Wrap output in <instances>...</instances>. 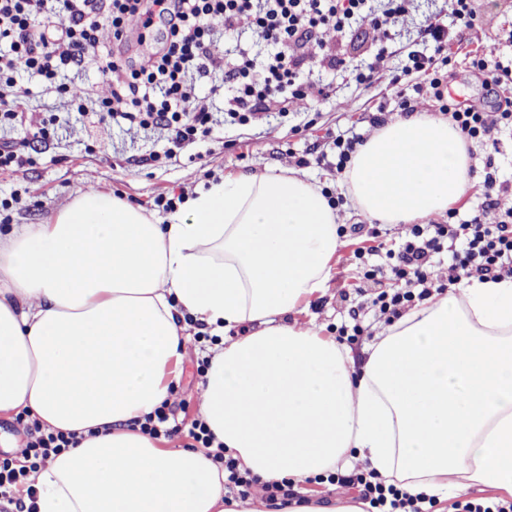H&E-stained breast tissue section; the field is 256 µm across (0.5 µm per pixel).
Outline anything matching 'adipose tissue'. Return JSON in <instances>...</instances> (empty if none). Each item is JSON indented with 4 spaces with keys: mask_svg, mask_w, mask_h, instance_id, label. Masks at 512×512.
<instances>
[{
    "mask_svg": "<svg viewBox=\"0 0 512 512\" xmlns=\"http://www.w3.org/2000/svg\"><path fill=\"white\" fill-rule=\"evenodd\" d=\"M351 202L382 224L463 203L469 156L447 122L385 124L356 152ZM341 218L290 169L227 176L160 219L96 191L0 236V413L79 444L36 476L38 512H269L224 498L204 452L173 454L139 422L169 395L195 323L221 336L200 413L263 483L367 461L379 481L447 499L512 495V277L432 294L348 347L292 322L324 293Z\"/></svg>",
    "mask_w": 512,
    "mask_h": 512,
    "instance_id": "obj_1",
    "label": "adipose tissue"
}]
</instances>
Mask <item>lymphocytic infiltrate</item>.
Returning <instances> with one entry per match:
<instances>
[{
    "label": "lymphocytic infiltrate",
    "instance_id": "obj_1",
    "mask_svg": "<svg viewBox=\"0 0 512 512\" xmlns=\"http://www.w3.org/2000/svg\"><path fill=\"white\" fill-rule=\"evenodd\" d=\"M416 0H0V172L34 166L5 134L27 128L33 140L48 144L58 139L68 122L56 112L28 109L30 90L23 75L41 78L46 91L56 93L70 111L94 114L101 135H109L114 119L155 135L161 150L149 161L180 159L186 150L204 142L215 123L209 98L221 90L213 83L219 36L248 35L250 50L229 51L224 72L233 95L224 111L229 126L249 127L262 113L287 116L308 96L305 69L318 66L347 72L360 84L372 83L379 73L393 36H406L407 61L391 77L392 85L422 81L429 85L440 113L448 116L459 136L467 141L491 140L495 130L512 127V63L483 54L470 58V67L485 85L497 90L498 113L462 106L445 94L448 75L440 63L458 28L474 25L472 0H453L450 15H430L410 28ZM168 26L162 48L137 65H126L105 54L100 32L110 28L115 43L126 41L134 22L150 33L155 19ZM382 35L375 53L350 61L336 46L352 29ZM96 65L111 87L109 96L97 97L78 77ZM224 82V83H225ZM207 96H198L201 85ZM487 208L497 210L495 223L473 217L456 223L448 209L446 221L411 225L398 247L387 249L394 292H380L373 303L381 313L400 317L416 297H428L437 279L432 254L449 249V283L464 277L495 280L512 275V206L502 207L503 183L494 172L483 180ZM27 441L15 454L0 457V512H35V475L49 460L77 445L76 434L44 425L39 419L18 416ZM189 437L224 470V490L247 496L254 480L240 471L206 423L193 419ZM334 482L355 486L362 500L378 512H425L421 498L377 481L373 473L333 474Z\"/></svg>",
    "mask_w": 512,
    "mask_h": 512
}]
</instances>
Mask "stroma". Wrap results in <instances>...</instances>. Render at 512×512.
<instances>
[{"mask_svg": "<svg viewBox=\"0 0 512 512\" xmlns=\"http://www.w3.org/2000/svg\"><path fill=\"white\" fill-rule=\"evenodd\" d=\"M473 7L474 27L464 31L461 42L449 49L452 60L448 89L457 100L479 104L492 112L496 99L487 92L481 78L469 73L466 56L473 50L490 58L512 56V0H474ZM310 80L314 89L306 104L316 114L313 126H306L307 116L303 113L289 115L284 123L267 117L252 128L227 131L219 126L203 145V159L191 161L184 157L161 167L140 163V156L156 150L157 145L152 138L123 123L113 125L110 137L101 144L97 143L96 129L88 119L74 121L65 137L48 146L30 140L25 128H16L10 133L12 140L23 144L26 152L37 153L38 162L28 170L0 173V201L22 191L20 203L10 210L12 223L18 225L47 223L73 198L90 189L160 217L164 211L155 205L156 197L189 194L229 173H276L283 167L298 169L312 182L343 194L347 185L336 175L332 149L336 133L353 126L360 133L372 134L374 119L386 123L400 118V103L404 100L410 102L415 114L436 112L427 89L409 83L398 91L385 76L374 84L360 85L348 81L340 72L315 71ZM324 86L329 87V94L319 95V88ZM296 124L301 125V132L291 133V126ZM229 139L234 140V147H226ZM468 151L474 186L466 203L457 207L462 221L483 214L482 183L487 161H494L500 182L512 189V130H502L498 147L472 141ZM340 213L345 225L358 223L362 229L343 235V246L332 262L325 295L312 299L298 319L313 323L325 336L335 335L343 326H359V335L348 342L353 352L358 353L372 341L384 319L370 305L378 287L363 279L356 253L370 246V231H377L380 240L391 243L404 236L406 227L365 220L347 202ZM209 348L201 332L192 330L179 377L172 383L168 398V414L174 423L199 413L198 390L204 375L197 367Z\"/></svg>", "mask_w": 512, "mask_h": 512, "instance_id": "obj_1", "label": "stroma"}]
</instances>
